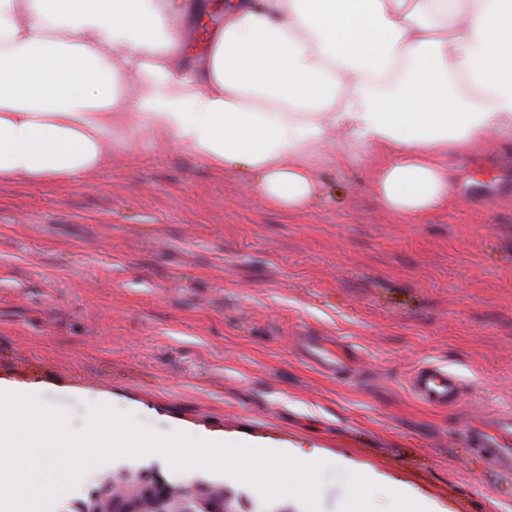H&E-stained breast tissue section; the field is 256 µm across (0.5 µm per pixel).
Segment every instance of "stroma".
Returning <instances> with one entry per match:
<instances>
[{
	"instance_id": "35a3bbf8",
	"label": "stroma",
	"mask_w": 512,
	"mask_h": 512,
	"mask_svg": "<svg viewBox=\"0 0 512 512\" xmlns=\"http://www.w3.org/2000/svg\"><path fill=\"white\" fill-rule=\"evenodd\" d=\"M376 160L318 168L293 212L128 131L80 180L1 181L0 383L76 431L91 403L162 435L319 449L322 512H368L362 470L434 512H512V483L460 445L512 410V138L449 156L450 200L420 224L381 206ZM325 341L357 371H323ZM425 363L461 404L412 395ZM414 396L437 409L454 408L462 399V385L448 369L437 364L419 367L410 380Z\"/></svg>"
}]
</instances>
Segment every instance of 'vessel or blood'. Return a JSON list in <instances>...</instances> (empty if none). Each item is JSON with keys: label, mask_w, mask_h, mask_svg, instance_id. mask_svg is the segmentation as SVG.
<instances>
[{"label": "vessel or blood", "mask_w": 512, "mask_h": 512, "mask_svg": "<svg viewBox=\"0 0 512 512\" xmlns=\"http://www.w3.org/2000/svg\"><path fill=\"white\" fill-rule=\"evenodd\" d=\"M410 387L419 401L437 409L454 408L462 399L459 380L437 364L419 367L410 380ZM464 440L489 466L512 475V413L495 415L486 423L470 424Z\"/></svg>", "instance_id": "b4317fda"}]
</instances>
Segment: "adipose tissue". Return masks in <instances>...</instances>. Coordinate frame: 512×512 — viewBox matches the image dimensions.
Masks as SVG:
<instances>
[{
	"mask_svg": "<svg viewBox=\"0 0 512 512\" xmlns=\"http://www.w3.org/2000/svg\"><path fill=\"white\" fill-rule=\"evenodd\" d=\"M131 125L288 211L380 152L378 201L416 223L449 154L512 134V0H0V181L78 180Z\"/></svg>",
	"mask_w": 512,
	"mask_h": 512,
	"instance_id": "adipose-tissue-1",
	"label": "adipose tissue"
}]
</instances>
